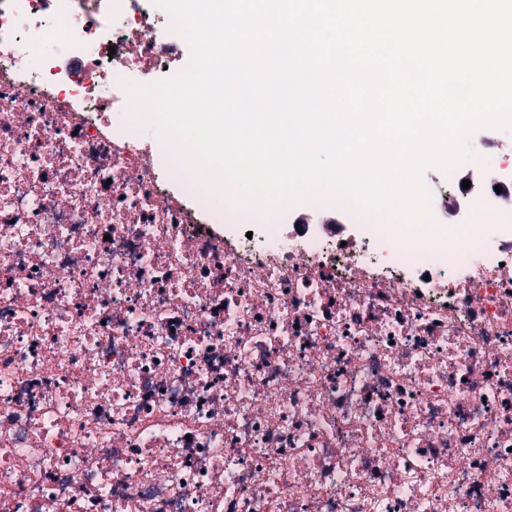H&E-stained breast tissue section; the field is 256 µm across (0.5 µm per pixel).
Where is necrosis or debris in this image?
<instances>
[{
	"instance_id": "necrosis-or-debris-1",
	"label": "necrosis or debris",
	"mask_w": 512,
	"mask_h": 512,
	"mask_svg": "<svg viewBox=\"0 0 512 512\" xmlns=\"http://www.w3.org/2000/svg\"><path fill=\"white\" fill-rule=\"evenodd\" d=\"M164 26L0 0V512H512V157L428 185L462 245L320 203L217 235L112 122Z\"/></svg>"
}]
</instances>
